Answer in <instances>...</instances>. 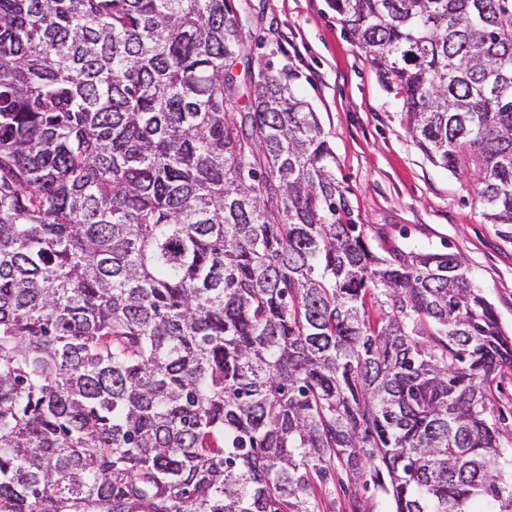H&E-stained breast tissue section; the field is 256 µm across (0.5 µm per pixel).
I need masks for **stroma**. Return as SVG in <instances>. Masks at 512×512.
Returning a JSON list of instances; mask_svg holds the SVG:
<instances>
[{
    "label": "stroma",
    "instance_id": "35a3bbf8",
    "mask_svg": "<svg viewBox=\"0 0 512 512\" xmlns=\"http://www.w3.org/2000/svg\"><path fill=\"white\" fill-rule=\"evenodd\" d=\"M240 12L245 50L241 83L258 71L292 73L336 158L334 172L357 223L409 247H451L512 334V242L490 223L468 178L434 166L408 131L395 93L330 0H230ZM321 512H391L389 499L364 490L344 470L318 493Z\"/></svg>",
    "mask_w": 512,
    "mask_h": 512
}]
</instances>
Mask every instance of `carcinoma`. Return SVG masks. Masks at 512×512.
Here are the masks:
<instances>
[{"label":"carcinoma","mask_w":512,"mask_h":512,"mask_svg":"<svg viewBox=\"0 0 512 512\" xmlns=\"http://www.w3.org/2000/svg\"><path fill=\"white\" fill-rule=\"evenodd\" d=\"M434 165L512 225V0H332ZM228 0H0V512H512V336L369 237L316 113L239 94ZM378 306L379 319L368 305ZM494 401L497 408L510 412L512 409V370L505 368L501 375L496 377L493 387ZM321 512H352L355 506L358 512H388L393 510L389 499L372 488L365 491L349 480L345 471L336 465V474L318 493Z\"/></svg>","instance_id":"1"}]
</instances>
